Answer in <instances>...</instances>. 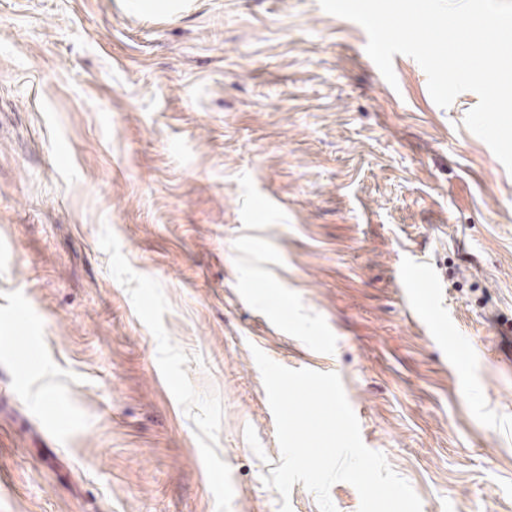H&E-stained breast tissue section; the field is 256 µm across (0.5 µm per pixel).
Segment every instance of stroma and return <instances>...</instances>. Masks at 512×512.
I'll list each match as a JSON object with an SVG mask.
<instances>
[{"instance_id":"obj_1","label":"stroma","mask_w":512,"mask_h":512,"mask_svg":"<svg viewBox=\"0 0 512 512\" xmlns=\"http://www.w3.org/2000/svg\"><path fill=\"white\" fill-rule=\"evenodd\" d=\"M319 0H0V512H319L260 348L339 374L423 512H512V174ZM418 261L462 344L408 318ZM319 336L331 345L311 348Z\"/></svg>"}]
</instances>
